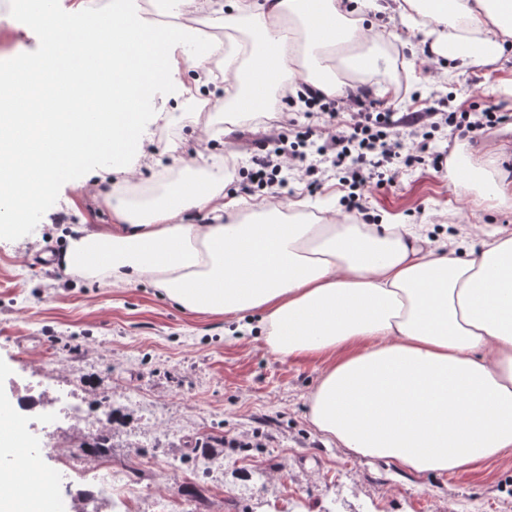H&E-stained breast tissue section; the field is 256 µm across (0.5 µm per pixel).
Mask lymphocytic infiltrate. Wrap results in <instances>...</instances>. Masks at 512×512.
Listing matches in <instances>:
<instances>
[{
    "mask_svg": "<svg viewBox=\"0 0 512 512\" xmlns=\"http://www.w3.org/2000/svg\"><path fill=\"white\" fill-rule=\"evenodd\" d=\"M500 120V113L492 107L481 112H440L431 108L397 119L389 112L370 111L363 104L350 129H331L322 136L306 126L296 131L289 144L259 143L252 158L253 177L263 188L285 183L282 159L287 155L305 162L306 171L312 176L326 164L350 188L348 211L361 213L365 210V193L371 186L394 182L396 164L412 167L423 163V156L412 144L414 137L427 138L433 131L447 127L457 137L466 138L496 126Z\"/></svg>",
    "mask_w": 512,
    "mask_h": 512,
    "instance_id": "1",
    "label": "lymphocytic infiltrate"
}]
</instances>
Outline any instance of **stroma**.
Returning a JSON list of instances; mask_svg holds the SVG:
<instances>
[{
    "label": "stroma",
    "mask_w": 512,
    "mask_h": 512,
    "mask_svg": "<svg viewBox=\"0 0 512 512\" xmlns=\"http://www.w3.org/2000/svg\"><path fill=\"white\" fill-rule=\"evenodd\" d=\"M80 17L58 10L49 24L26 20L22 8L0 9V71L39 57L51 34L79 30ZM420 38L392 48L404 63L399 98L375 99L378 111L399 114L431 106L479 112L497 106L501 124L474 140L436 133L429 150L465 149L473 161L500 169L512 180V47L492 64L467 67L423 60ZM498 92L486 96V85ZM183 110L180 100L157 98L131 152L105 159L86 153L80 165L25 213L12 233L0 236V401L35 399L23 410V433L41 467L61 473L47 496L71 512H512V456L453 474H418L385 459L362 457L326 442L308 418L307 397L324 367L314 358L282 360L259 333L230 342L224 319L184 312L159 292L137 283L106 288L59 267L35 268L41 248L58 252L74 224H104L106 211L78 203L81 185L99 184L104 168L134 167L133 178L164 192L154 173L136 164L143 154L167 166L192 165L198 153L230 168L228 192L244 194L251 151L268 135L287 132L304 103L284 104L272 117L224 121L222 104L201 113L219 130L201 141L192 126L168 129L156 109ZM348 193L333 173L311 181L294 171L280 193L257 198L288 206L305 198L341 203ZM371 218L402 224H460L476 238L479 227L512 232V207L474 203L448 187L447 172L427 166L400 169L391 186L366 200ZM66 223H56L57 215ZM123 416L107 457L84 455L80 446ZM218 437L210 464L195 462L188 441ZM138 470L124 498L97 493L110 469ZM264 479L251 482L255 470Z\"/></svg>",
    "instance_id": "stroma-1"
}]
</instances>
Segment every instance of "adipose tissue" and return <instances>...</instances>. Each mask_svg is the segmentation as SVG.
Segmentation results:
<instances>
[{
  "mask_svg": "<svg viewBox=\"0 0 512 512\" xmlns=\"http://www.w3.org/2000/svg\"><path fill=\"white\" fill-rule=\"evenodd\" d=\"M87 17L76 42L112 57L106 79L29 69L0 73V221L30 206L74 168L85 151L116 156L137 140L135 100L169 84L202 107L224 96L244 113L268 111L267 88L302 83L333 98L337 71L368 83L375 49L395 32L364 27L365 13L396 12L433 55L484 66L512 43V0H178V16L201 13L240 41L211 40L196 56L167 27L126 13ZM164 43L162 73L150 60ZM195 77L181 79L185 68ZM98 104L85 126L81 108ZM62 138L54 159L41 141ZM452 187L512 205V182L462 156ZM131 180L94 200L105 224L73 227L60 267L110 288L148 283L181 309L230 320L258 315L267 348L283 358L324 359L308 398L314 429L338 447L418 473H452L512 455V236L484 232L478 249L436 250L425 228L336 219L292 202L274 209L224 191L211 175L178 183L169 199L133 196ZM110 260H100L102 252ZM51 500L23 489V472L0 468V512H52Z\"/></svg>",
  "mask_w": 512,
  "mask_h": 512,
  "instance_id": "adipose-tissue-1",
  "label": "adipose tissue"
}]
</instances>
